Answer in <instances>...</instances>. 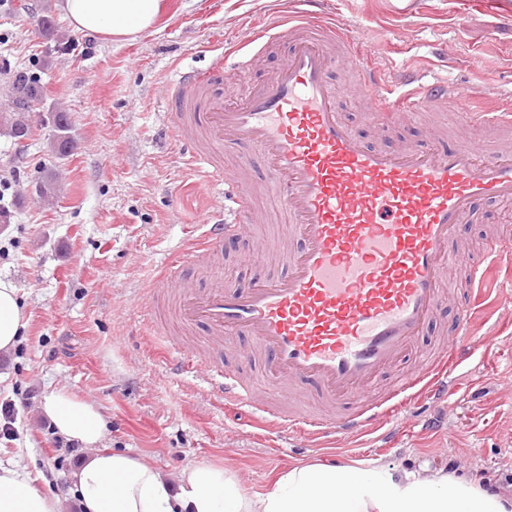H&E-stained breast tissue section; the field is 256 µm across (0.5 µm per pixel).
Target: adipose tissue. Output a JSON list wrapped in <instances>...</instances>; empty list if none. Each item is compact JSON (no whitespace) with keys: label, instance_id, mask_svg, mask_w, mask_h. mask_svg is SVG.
Returning <instances> with one entry per match:
<instances>
[{"label":"adipose tissue","instance_id":"1","mask_svg":"<svg viewBox=\"0 0 512 512\" xmlns=\"http://www.w3.org/2000/svg\"><path fill=\"white\" fill-rule=\"evenodd\" d=\"M72 28L108 40L153 27L162 0H62ZM27 324L18 291L0 280V351L14 348ZM41 411L57 433L87 453L71 474L80 512H512V483L488 491L482 480L445 470L425 475L400 467L300 463L274 489L247 494L229 470L207 464L171 476L128 452L104 447L105 421L88 401L61 388ZM31 473L0 464V512H62Z\"/></svg>","mask_w":512,"mask_h":512}]
</instances>
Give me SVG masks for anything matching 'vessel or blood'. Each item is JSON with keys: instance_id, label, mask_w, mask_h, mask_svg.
<instances>
[{"instance_id": "obj_1", "label": "vessel or blood", "mask_w": 512, "mask_h": 512, "mask_svg": "<svg viewBox=\"0 0 512 512\" xmlns=\"http://www.w3.org/2000/svg\"><path fill=\"white\" fill-rule=\"evenodd\" d=\"M321 4L304 0L302 9L269 16L253 32L252 48L285 41L290 49L240 101L225 102L217 68L180 71L167 86L173 134L187 148L189 169L223 187L233 207L207 220L152 285L154 298L176 294L172 317L180 329L205 327L219 345L246 337L260 357L266 396L208 360L214 394L316 442L380 430L421 395L450 391L452 373L487 342L474 330L468 299L482 291L484 262L505 254L497 244L480 257L460 250L451 258L448 245L473 221L478 203L512 202V151L477 141L391 151L361 141L329 79L340 54L382 130L400 113L417 117L438 102H456L475 126L502 117L475 111L459 88L414 73L407 62L398 67L405 90L393 93L344 25L322 19ZM258 187L284 217L268 244L282 273L243 287L217 283L200 294L181 285L183 264H213L236 240ZM449 280L465 298L454 338L430 362L411 363ZM395 368L400 376L385 381Z\"/></svg>"}]
</instances>
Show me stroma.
I'll return each instance as SVG.
<instances>
[{
  "label": "stroma",
  "mask_w": 512,
  "mask_h": 512,
  "mask_svg": "<svg viewBox=\"0 0 512 512\" xmlns=\"http://www.w3.org/2000/svg\"><path fill=\"white\" fill-rule=\"evenodd\" d=\"M371 59L387 72L403 60L465 90L472 101L512 108V0H481L468 15L458 0H326ZM153 28L127 41L74 31L57 0H0V113L8 111L18 71L43 90L28 112L29 138L0 135V279L14 284L28 320L17 346L0 352V403L15 406L13 434L0 436V460L42 476L78 512L69 475L75 456L40 407L65 388L107 422L104 444L128 449L170 475L206 463L233 471L248 492L271 490L297 462L325 461L298 435L255 428L251 417L212 393L200 364L214 357L207 333L184 334L183 353L166 351L143 322L144 288L162 263L219 213L224 197L183 164L167 136L165 87L184 68L211 67L220 43L237 41L265 15L297 0H165ZM51 15L68 42L43 35L34 15ZM337 103L370 144L401 146L425 137L512 143L505 126L468 129L453 104L403 119L382 133L370 122L344 66L331 73ZM69 117L74 147L52 153L53 107ZM49 171L61 184L50 202L36 193ZM512 237V212L488 204L460 240L480 252L489 236ZM241 239L209 268L185 266L188 285L245 284L278 270L276 253L249 259ZM455 372L456 395L416 404L390 445L374 436L343 439L340 462L367 467H443L482 478L512 475V321L493 345Z\"/></svg>",
  "instance_id": "1"
}]
</instances>
